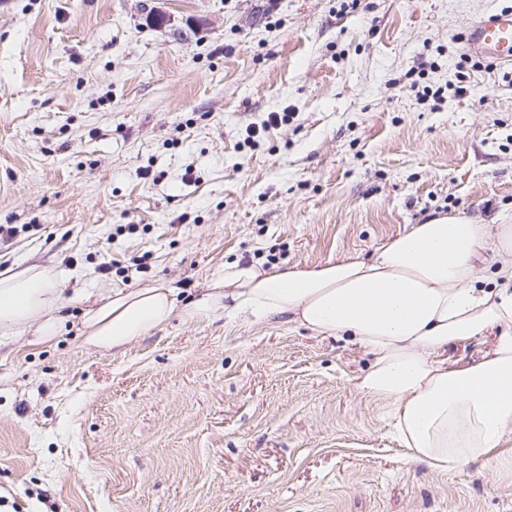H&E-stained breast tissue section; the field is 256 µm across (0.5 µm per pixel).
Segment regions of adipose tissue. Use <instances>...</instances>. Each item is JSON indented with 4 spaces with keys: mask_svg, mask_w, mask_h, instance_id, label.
Instances as JSON below:
<instances>
[{
    "mask_svg": "<svg viewBox=\"0 0 512 512\" xmlns=\"http://www.w3.org/2000/svg\"><path fill=\"white\" fill-rule=\"evenodd\" d=\"M496 268H489V256ZM493 287H484L486 271ZM83 304L88 345L120 350L174 317L224 313L254 323L285 321L358 345L370 357L359 391L379 402L409 459L442 473L470 463L502 467L512 438V224H479L440 213L377 248L321 264L281 268L228 261L200 298L178 306L174 289H112ZM64 327L58 275L41 266L0 272V337ZM493 335L472 364L449 366V344Z\"/></svg>",
    "mask_w": 512,
    "mask_h": 512,
    "instance_id": "obj_1",
    "label": "adipose tissue"
}]
</instances>
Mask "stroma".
I'll list each match as a JSON object with an SVG mask.
<instances>
[{
	"label": "stroma",
	"mask_w": 512,
	"mask_h": 512,
	"mask_svg": "<svg viewBox=\"0 0 512 512\" xmlns=\"http://www.w3.org/2000/svg\"><path fill=\"white\" fill-rule=\"evenodd\" d=\"M349 2L0 0V272L61 271L66 319L0 346V512H512V468L407 463L342 340L220 313L119 352L79 332V291L183 304L234 259L512 222V68L458 67L512 0Z\"/></svg>",
	"instance_id": "obj_1"
}]
</instances>
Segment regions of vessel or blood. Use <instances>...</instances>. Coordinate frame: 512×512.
Masks as SVG:
<instances>
[{"instance_id": "obj_1", "label": "vessel or blood", "mask_w": 512, "mask_h": 512, "mask_svg": "<svg viewBox=\"0 0 512 512\" xmlns=\"http://www.w3.org/2000/svg\"><path fill=\"white\" fill-rule=\"evenodd\" d=\"M466 42L469 54L512 66V8L489 11L470 23Z\"/></svg>"}]
</instances>
